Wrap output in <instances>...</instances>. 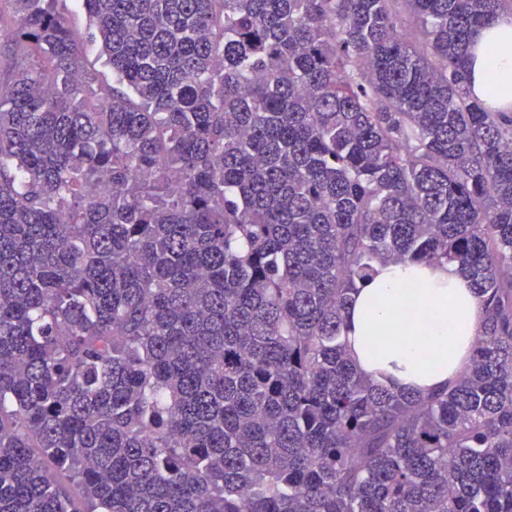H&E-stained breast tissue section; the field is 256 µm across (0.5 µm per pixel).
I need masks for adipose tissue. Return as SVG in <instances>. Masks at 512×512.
<instances>
[{"instance_id":"ef3b65f1","label":"adipose tissue","mask_w":512,"mask_h":512,"mask_svg":"<svg viewBox=\"0 0 512 512\" xmlns=\"http://www.w3.org/2000/svg\"><path fill=\"white\" fill-rule=\"evenodd\" d=\"M472 41V94L512 106V15L478 29ZM484 317L458 264L387 263L354 294L342 336L367 379L425 395L459 376Z\"/></svg>"}]
</instances>
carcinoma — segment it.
Segmentation results:
<instances>
[{"instance_id":"cac0c4a2","label":"carcinoma","mask_w":512,"mask_h":512,"mask_svg":"<svg viewBox=\"0 0 512 512\" xmlns=\"http://www.w3.org/2000/svg\"><path fill=\"white\" fill-rule=\"evenodd\" d=\"M3 2L0 512H512V0H83L110 82ZM385 262L485 308L424 397L341 340ZM505 12L488 27L479 28L473 35V56L467 71L471 93L480 99L489 95L512 107V15ZM510 49L505 50L504 45ZM494 89V90H492Z\"/></svg>"}]
</instances>
